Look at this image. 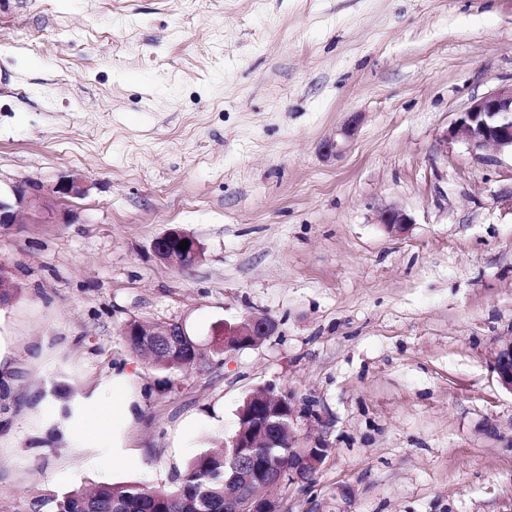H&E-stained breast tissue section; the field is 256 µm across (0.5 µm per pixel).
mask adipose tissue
Instances as JSON below:
<instances>
[{
  "label": "adipose tissue",
  "instance_id": "adipose-tissue-1",
  "mask_svg": "<svg viewBox=\"0 0 512 512\" xmlns=\"http://www.w3.org/2000/svg\"><path fill=\"white\" fill-rule=\"evenodd\" d=\"M137 399L132 389L129 374L118 373L112 377L111 394L106 404L92 400L75 410L71 417L59 419L60 428L66 429L73 422H80L79 434L74 441L75 447L89 448L100 443V424L104 417L112 419V451L121 453L127 445V433L134 422Z\"/></svg>",
  "mask_w": 512,
  "mask_h": 512
}]
</instances>
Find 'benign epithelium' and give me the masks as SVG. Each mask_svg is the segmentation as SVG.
I'll return each instance as SVG.
<instances>
[{
  "label": "benign epithelium",
  "mask_w": 512,
  "mask_h": 512,
  "mask_svg": "<svg viewBox=\"0 0 512 512\" xmlns=\"http://www.w3.org/2000/svg\"><path fill=\"white\" fill-rule=\"evenodd\" d=\"M357 118L343 124L335 136L326 140L322 146L323 155L328 159L341 157L348 142L355 134ZM460 139L475 151L492 147L499 153L512 154V84L502 86L495 91L471 100L459 113L455 122L447 128L441 142L448 139ZM86 193V183L79 176H68L55 186L51 194H43L26 186H15L8 197H0V225L18 224L26 214L40 220L50 219L57 211L58 204L68 197H81ZM381 223L392 231H401L411 223L410 217L400 208L388 206L381 212ZM177 240L188 242L183 254L194 257L198 254L199 242L192 235L178 229H171L155 239L154 252L163 257L168 251V243ZM278 322L267 314L246 312L233 322L224 321V351H237L248 344L252 338L265 340L277 333ZM494 371L498 383L512 393V338L502 342L494 357ZM273 415L267 411V418H247L241 423L238 432L224 441L226 448H253L260 435L271 432L274 423L269 420ZM292 420L288 447V484L301 489L318 473L329 452V443L321 435L297 432L299 422L320 421V414L312 405L303 403L289 414Z\"/></svg>",
  "instance_id": "benign-epithelium-1"
}]
</instances>
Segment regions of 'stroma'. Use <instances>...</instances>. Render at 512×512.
Here are the masks:
<instances>
[{"label": "stroma", "instance_id": "stroma-1", "mask_svg": "<svg viewBox=\"0 0 512 512\" xmlns=\"http://www.w3.org/2000/svg\"><path fill=\"white\" fill-rule=\"evenodd\" d=\"M512 83V0H0V193L88 190L72 221L0 226V503L172 486L267 385L312 399L331 449L287 512H512V156L439 137ZM346 152L322 145L350 117ZM390 205L412 219L380 222ZM177 227L194 264L159 260ZM278 331L170 389L131 318L203 341ZM133 376L126 456L53 419ZM350 487L349 499L338 495ZM177 240L180 245L181 241H188V248L186 250H181L182 253L188 257H195L198 254L199 242L192 235L186 233L185 231L178 229H171L166 231L164 234L155 239L153 243V249L158 258L162 259L163 255H165L168 251V243L169 241ZM201 255V248L197 258ZM494 371L500 386L512 394V337L502 342L497 348Z\"/></svg>", "mask_w": 512, "mask_h": 512}]
</instances>
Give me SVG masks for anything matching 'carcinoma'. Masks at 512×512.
<instances>
[{
  "mask_svg": "<svg viewBox=\"0 0 512 512\" xmlns=\"http://www.w3.org/2000/svg\"><path fill=\"white\" fill-rule=\"evenodd\" d=\"M133 325L123 337L132 351L146 357L163 372L174 375L202 373L210 364L224 360V340H216L210 357H196L192 345L199 343L191 331L184 336H168L156 349L143 346ZM246 461L248 471L265 466L276 474L277 481L267 489L264 499L252 502L253 512H284L288 499V446L255 448L252 455L233 457V449L200 453L186 471L176 476V486L148 487L138 483L101 484L92 489L76 488L60 493L46 486L37 488L28 498L24 512H226L224 482L231 466Z\"/></svg>",
  "mask_w": 512,
  "mask_h": 512,
  "instance_id": "carcinoma-1",
  "label": "carcinoma"
}]
</instances>
